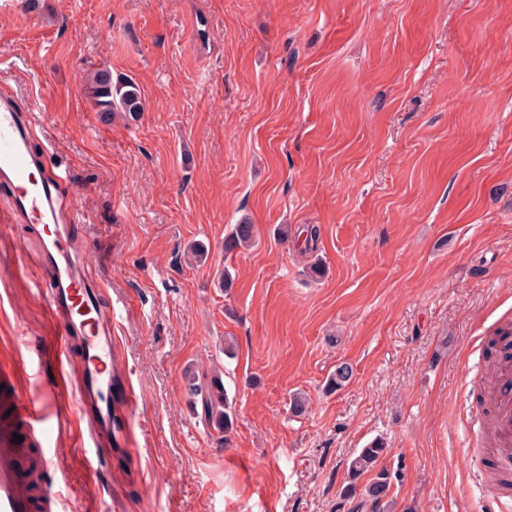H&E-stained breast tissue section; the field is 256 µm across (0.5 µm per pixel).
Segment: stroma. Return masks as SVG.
<instances>
[{
  "label": "stroma",
  "instance_id": "obj_1",
  "mask_svg": "<svg viewBox=\"0 0 512 512\" xmlns=\"http://www.w3.org/2000/svg\"><path fill=\"white\" fill-rule=\"evenodd\" d=\"M102 62L137 85L138 118L92 109L82 77ZM2 90L69 167L132 393L97 500L69 420L46 423L62 512H351L349 461L377 438L394 512H512L477 401L512 332V0L18 2L0 9ZM244 221L254 244L225 252ZM37 233L0 223V356L29 397L51 383ZM342 362L351 383L327 391ZM215 367L227 435L188 390Z\"/></svg>",
  "mask_w": 512,
  "mask_h": 512
}]
</instances>
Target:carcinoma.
Returning <instances> with one entry per match:
<instances>
[{"mask_svg": "<svg viewBox=\"0 0 512 512\" xmlns=\"http://www.w3.org/2000/svg\"><path fill=\"white\" fill-rule=\"evenodd\" d=\"M84 91L92 107L102 113L107 119L112 114L123 112L131 116L141 111L142 103L136 85L129 79L122 78L113 81L111 69L101 64L87 71L83 81ZM255 240L254 225L237 224L227 241L226 249L233 250L247 246ZM353 377V370L346 362L336 365L327 382V389L337 391L348 385ZM188 387L191 395L200 398L201 416L205 422L213 425L224 434H229L234 428V415L225 393L222 378L213 374L209 380L202 382L196 376H188ZM387 453L386 445L381 440H375L351 459L348 466L349 482L343 488L345 500L357 496L358 480L371 474L370 481L364 486L362 496L370 503L374 512H391L393 499L390 498L394 480L399 474L386 468L379 467V461Z\"/></svg>", "mask_w": 512, "mask_h": 512, "instance_id": "cac0c4a2", "label": "carcinoma"}]
</instances>
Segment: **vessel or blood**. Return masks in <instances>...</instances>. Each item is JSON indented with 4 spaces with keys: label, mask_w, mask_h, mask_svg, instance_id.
<instances>
[{
    "label": "vessel or blood",
    "mask_w": 512,
    "mask_h": 512,
    "mask_svg": "<svg viewBox=\"0 0 512 512\" xmlns=\"http://www.w3.org/2000/svg\"><path fill=\"white\" fill-rule=\"evenodd\" d=\"M38 124L16 98L0 93V189L8 204L0 222L37 224L38 236L28 262L43 279L52 337L40 353L60 370L57 385L38 399L15 398V412L29 433L41 431L48 408L61 396L73 398L75 415L85 428L84 447L97 462L96 473L79 487L85 498L98 497L112 481V447L124 435L118 410L103 402V390L120 388L126 378L118 344L112 334V302L104 284L77 249L60 248L57 239L77 221L69 177L60 166H47V150L33 146ZM497 426L512 444V372H504L494 388ZM58 458L49 448H24L10 425L0 424V512H59L53 486Z\"/></svg>",
    "instance_id": "vessel-or-blood-1"
}]
</instances>
